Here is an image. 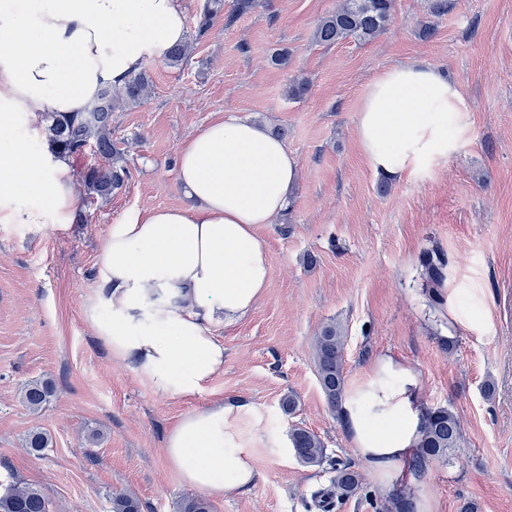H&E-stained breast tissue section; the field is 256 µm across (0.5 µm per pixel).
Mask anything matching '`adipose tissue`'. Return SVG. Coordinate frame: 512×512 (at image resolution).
Segmentation results:
<instances>
[{"instance_id": "1", "label": "adipose tissue", "mask_w": 512, "mask_h": 512, "mask_svg": "<svg viewBox=\"0 0 512 512\" xmlns=\"http://www.w3.org/2000/svg\"><path fill=\"white\" fill-rule=\"evenodd\" d=\"M183 0H0V222L67 228L75 175L67 158L34 151L45 117L82 112L185 39ZM465 119L459 84L422 61L386 68L367 85L356 135L368 169L399 179L455 141L440 113ZM299 160L260 124L214 120L180 148L176 178L191 203L132 213L111 225L85 317L113 358L166 398H190L224 371L217 317L247 315L270 275L257 225L282 215ZM112 311L98 316L99 306ZM422 383L402 361L380 357L344 396L352 446L381 491L421 439ZM247 405L212 402L169 431L166 455L199 491L252 488L250 444L235 422Z\"/></svg>"}]
</instances>
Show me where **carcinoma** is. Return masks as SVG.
I'll use <instances>...</instances> for the list:
<instances>
[{"label":"carcinoma","instance_id":"carcinoma-1","mask_svg":"<svg viewBox=\"0 0 512 512\" xmlns=\"http://www.w3.org/2000/svg\"><path fill=\"white\" fill-rule=\"evenodd\" d=\"M223 8L221 0H209L196 25L197 36H204L213 20ZM393 0H343L334 11L319 21L314 39L331 45L353 38L369 41L384 33L391 22ZM191 55V44L184 42L173 46L167 56L172 67L186 64ZM151 90V80L146 73L131 74L121 87L108 86L101 90L95 102L84 111L73 114H50L46 117L47 138L58 154L73 158L91 150L94 163L82 172L80 185L83 194L91 199L107 201L120 190L127 177L124 154L112 142V112L129 104L144 101ZM426 293L437 300L438 286L444 278L445 260L439 255H427L423 262ZM344 336L336 323L324 326L316 338L314 359L316 372L329 407L340 412L345 395L346 381L343 372ZM55 395L54 383L48 379L26 385L21 402L32 412L41 411ZM422 437L408 468L422 473L434 461H452L454 452L461 447L462 431L456 413L449 406H430L422 409ZM289 441L297 460L307 467L329 466L333 476L329 484L313 494V503L322 512H335L338 506L361 492L367 486L360 470L341 463L327 455L324 442L316 434L295 427ZM48 435L39 430L31 431L25 445L29 452L41 455L50 447ZM378 512H414L411 492L397 490L387 501L373 502ZM0 512H49V500L40 487L16 480L0 493ZM110 512H141V503L129 493H115L110 498ZM178 512H212V504L204 496H188L178 503Z\"/></svg>","mask_w":512,"mask_h":512}]
</instances>
